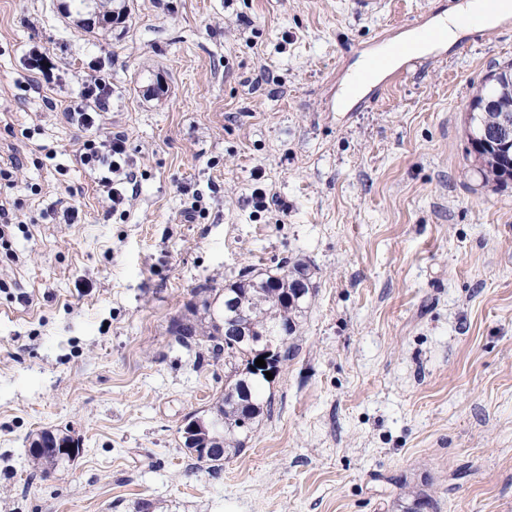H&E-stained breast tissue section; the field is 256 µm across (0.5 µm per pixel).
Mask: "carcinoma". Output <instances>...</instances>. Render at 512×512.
<instances>
[{
  "label": "carcinoma",
  "instance_id": "carcinoma-1",
  "mask_svg": "<svg viewBox=\"0 0 512 512\" xmlns=\"http://www.w3.org/2000/svg\"><path fill=\"white\" fill-rule=\"evenodd\" d=\"M510 79L512 80V64L500 68L487 78V84L469 104V132L477 134L504 121L512 125V98L502 95L501 92V84ZM479 172L487 183H509L503 176L499 154L493 149L484 150ZM306 272L308 268L301 262H295L291 269L276 274H256L252 269H245L241 272L239 281L227 288V293L224 294L226 299L238 296L245 299V313L239 322L245 324L246 329L256 334L265 333L277 337L272 364L277 369L292 359L296 349L292 339L297 331V318L302 313L306 298L290 301L288 290L292 280ZM228 318L229 315L225 313L220 320L211 321L208 331L198 329L190 321H177L171 330L174 341L182 347L198 344L202 337L207 338L211 342L212 352L224 353V364L230 366L221 403L216 406L224 420L223 435L217 437L211 433L208 441L210 445L221 443L222 453L196 456L197 461L213 467L222 465L228 456L239 454L250 440L260 416L272 409V399L261 398L260 388L263 383L269 382L265 368L255 365L254 346L226 335ZM30 461L45 475L60 466L50 449L30 458ZM394 506L398 512L436 510L432 496L419 489L399 494Z\"/></svg>",
  "mask_w": 512,
  "mask_h": 512
}]
</instances>
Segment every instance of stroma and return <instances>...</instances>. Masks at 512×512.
Here are the masks:
<instances>
[{
  "instance_id": "stroma-1",
  "label": "stroma",
  "mask_w": 512,
  "mask_h": 512,
  "mask_svg": "<svg viewBox=\"0 0 512 512\" xmlns=\"http://www.w3.org/2000/svg\"><path fill=\"white\" fill-rule=\"evenodd\" d=\"M123 2L104 35L79 0H0V161H23L0 186L22 205L0 249V512H393L403 483L437 512H512V183L473 170L465 129L512 17L354 109L362 48L460 0ZM34 46L54 73L37 89ZM91 74L134 165L122 211L74 159L64 110ZM296 259L298 349L212 469L180 430L228 370L170 329ZM42 430L80 438L73 465L32 467Z\"/></svg>"
}]
</instances>
